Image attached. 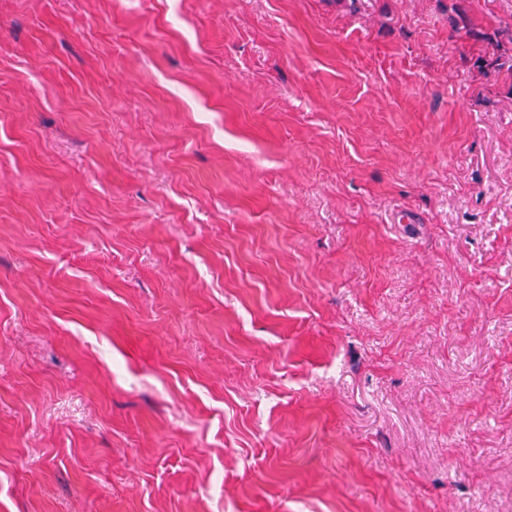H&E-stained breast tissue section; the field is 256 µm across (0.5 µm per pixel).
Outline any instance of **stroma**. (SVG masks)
<instances>
[{
  "instance_id": "1",
  "label": "stroma",
  "mask_w": 512,
  "mask_h": 512,
  "mask_svg": "<svg viewBox=\"0 0 512 512\" xmlns=\"http://www.w3.org/2000/svg\"><path fill=\"white\" fill-rule=\"evenodd\" d=\"M0 512H512V0H0Z\"/></svg>"
}]
</instances>
